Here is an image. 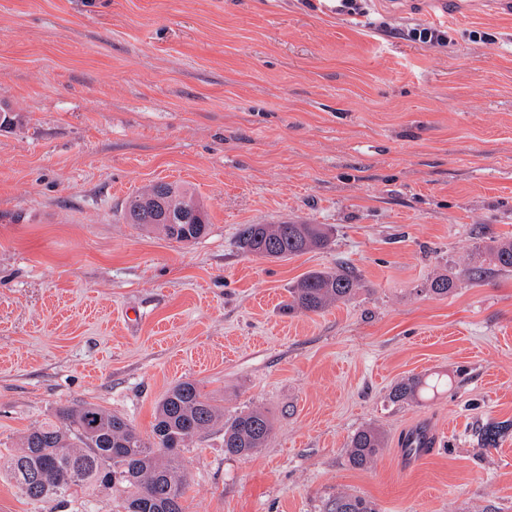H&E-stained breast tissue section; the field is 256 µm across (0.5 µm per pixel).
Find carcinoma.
<instances>
[{"label":"carcinoma","instance_id":"cac0c4a2","mask_svg":"<svg viewBox=\"0 0 512 512\" xmlns=\"http://www.w3.org/2000/svg\"><path fill=\"white\" fill-rule=\"evenodd\" d=\"M161 193L167 208L145 199ZM124 219L143 229L162 231L179 243L204 236L209 218L203 201L175 183L157 182L132 197ZM243 248L268 259L321 250L328 246L325 224H250L242 232ZM490 264L512 270V239L493 238L487 246ZM363 287L350 268L315 270L288 289L282 312L320 313L350 299ZM444 382L411 375L390 393L393 403L412 401ZM224 420V454L243 458L263 447L273 432L270 417L259 409H246L224 418V412L202 394L197 383L181 381L170 387L157 404L152 437L145 439L123 415L95 404L61 408L57 422L29 430L21 448L7 461L6 474L32 502L64 500L77 488L102 491L114 485L124 489V512H184L182 499L188 474L182 451L197 436ZM347 465L370 468L385 448L384 437L373 427L356 430L347 445ZM326 512H377L369 499L338 494Z\"/></svg>","mask_w":512,"mask_h":512}]
</instances>
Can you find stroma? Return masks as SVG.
<instances>
[{"mask_svg":"<svg viewBox=\"0 0 512 512\" xmlns=\"http://www.w3.org/2000/svg\"><path fill=\"white\" fill-rule=\"evenodd\" d=\"M386 31L335 0H0V464L31 428L92 403L150 436L157 401L195 380L225 415L273 433L224 454V427L184 456V512H322L337 493L379 512H512V13L479 0L448 44L406 39L423 0H372ZM204 201L183 244L128 224L157 181ZM327 224L288 260L244 252L247 224ZM346 261L364 287L318 314L288 290ZM448 277V296L430 293ZM447 391L391 403L409 374ZM386 439L349 468L350 436ZM434 446L400 463L416 429ZM34 503L0 472V512ZM490 264L498 270H512V239L492 238L487 246ZM272 432L273 423L264 411H237L224 420V454L228 457H248L263 448ZM347 464L352 469L366 470L370 468L385 448L384 437L373 427L356 430L347 445Z\"/></svg>","mask_w":512,"mask_h":512,"instance_id":"35a3bbf8","label":"stroma"}]
</instances>
